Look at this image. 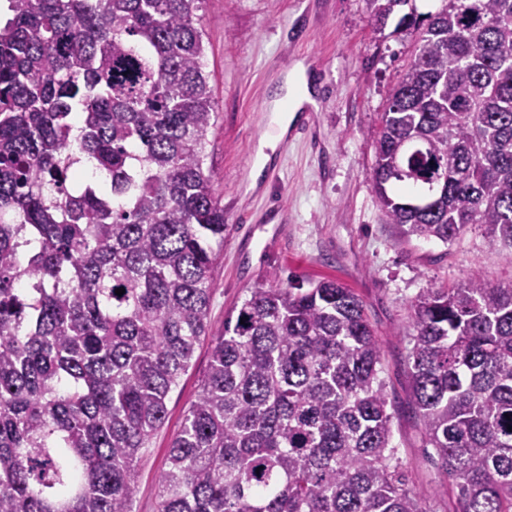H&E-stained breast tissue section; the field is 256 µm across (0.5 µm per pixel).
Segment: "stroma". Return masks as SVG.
<instances>
[{
	"label": "stroma",
	"mask_w": 512,
	"mask_h": 512,
	"mask_svg": "<svg viewBox=\"0 0 512 512\" xmlns=\"http://www.w3.org/2000/svg\"><path fill=\"white\" fill-rule=\"evenodd\" d=\"M203 22L218 112L207 165L224 205L212 331L253 288L307 289L322 279L351 288L382 340L394 441L412 486L434 512H452L451 488L430 460L412 403L408 303L476 273L492 284L512 280V249L477 225L449 245L407 239L372 190L380 114L409 61L411 36L378 27L368 0H206ZM298 62L315 104L310 128L274 142L270 101ZM210 359L211 343L202 341L170 394L165 424L136 467L132 512H156L158 477Z\"/></svg>",
	"instance_id": "stroma-1"
}]
</instances>
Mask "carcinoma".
<instances>
[{
    "label": "carcinoma",
    "mask_w": 512,
    "mask_h": 512,
    "mask_svg": "<svg viewBox=\"0 0 512 512\" xmlns=\"http://www.w3.org/2000/svg\"><path fill=\"white\" fill-rule=\"evenodd\" d=\"M6 2L0 512H132L136 463L209 336L224 246L204 0ZM409 2L369 0L381 23ZM439 2L400 19L418 38L369 180L408 237L480 224L512 247V0ZM408 306L413 402L452 512H512V280ZM211 342L157 512H433L350 289L253 288Z\"/></svg>",
    "instance_id": "cac0c4a2"
}]
</instances>
